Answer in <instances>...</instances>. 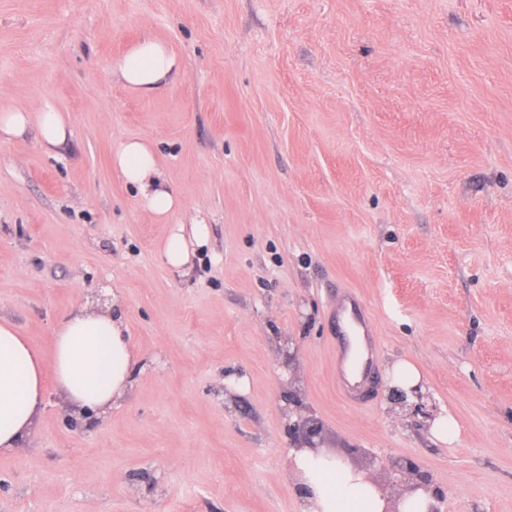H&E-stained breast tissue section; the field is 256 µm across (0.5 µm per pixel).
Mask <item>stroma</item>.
<instances>
[{
	"mask_svg": "<svg viewBox=\"0 0 512 512\" xmlns=\"http://www.w3.org/2000/svg\"><path fill=\"white\" fill-rule=\"evenodd\" d=\"M145 36L181 64L149 96L111 73ZM48 103L65 143L0 142V316L44 352L115 292L139 364L103 416L48 387L0 512H300L296 415L385 491L409 460L445 512H512V0H0V108ZM130 138L168 220L112 170ZM199 217L201 260L170 271ZM340 287L378 343L365 406L337 385ZM112 168L137 187L144 207L151 214L167 217L182 201L179 195L159 181V171L150 145L145 140L129 139L112 153ZM209 227L203 218L193 224H173L164 241L162 258L175 272H180L192 261L198 248L206 246ZM393 382L399 387L410 391L412 388L418 387L421 383L422 377L419 371L408 362H400L393 368L392 373ZM417 398H421L419 391L411 390Z\"/></svg>",
	"mask_w": 512,
	"mask_h": 512,
	"instance_id": "obj_1",
	"label": "stroma"
}]
</instances>
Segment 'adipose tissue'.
Listing matches in <instances>:
<instances>
[{"label":"adipose tissue","instance_id":"obj_1","mask_svg":"<svg viewBox=\"0 0 512 512\" xmlns=\"http://www.w3.org/2000/svg\"><path fill=\"white\" fill-rule=\"evenodd\" d=\"M179 68L166 43L146 37L126 50L114 73L129 90L150 95ZM32 126L49 148L65 141L69 132L63 115L52 106L35 115L0 109V141L21 136ZM112 167L137 187L151 214L166 217L180 208L179 195L160 182L146 141H124L112 154ZM208 237L209 227L201 218L171 225L164 262L173 271L183 270ZM136 363L127 326L108 306L62 317L47 355L35 351L11 322L0 320V454L19 450L34 432L45 402L46 375H53L72 409L104 413L130 391ZM290 458L303 486L300 512H385L387 503L376 486L335 455L300 448Z\"/></svg>","mask_w":512,"mask_h":512}]
</instances>
